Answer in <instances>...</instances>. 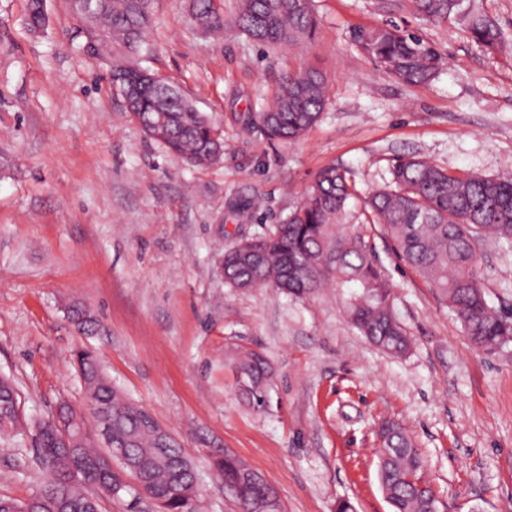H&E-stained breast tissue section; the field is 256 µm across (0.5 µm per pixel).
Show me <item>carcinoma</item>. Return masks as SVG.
Returning a JSON list of instances; mask_svg holds the SVG:
<instances>
[{"label": "carcinoma", "mask_w": 512, "mask_h": 512, "mask_svg": "<svg viewBox=\"0 0 512 512\" xmlns=\"http://www.w3.org/2000/svg\"><path fill=\"white\" fill-rule=\"evenodd\" d=\"M412 6L419 19L432 24L466 20L473 40L485 48L505 42L498 24L476 13L472 0H412ZM189 7L192 21L214 37L232 28L262 45L290 47L312 38L316 29L313 0H237L229 15L224 0H189ZM80 21L88 53L112 59V88L148 138L196 166L222 160L221 131L183 92L152 79L135 60L152 24L151 0H89ZM27 25L41 29V0H28ZM352 41L376 68L407 85L428 82L443 65L433 46L395 25L357 28ZM327 104L323 71L290 70L246 126L259 127L270 139L295 141L315 125ZM390 174L387 185L363 198L366 223L381 226L399 258L439 290L475 348L492 353L507 346L512 313L489 305L477 268L478 246L486 235L512 245V176L453 173L415 155L396 160ZM356 196L347 170L321 169L288 218L249 237L251 243L240 239L219 255L224 279L232 288L268 287L295 297L331 286L345 295V313L360 335L383 351L403 355L411 341L393 312L392 285L365 235L345 227ZM69 317L86 333L99 327L80 304L70 307ZM228 356L240 396L253 408H266L272 378L267 357L242 347L231 348ZM75 366L90 416L95 420L102 410L112 414V439L125 444L139 463L142 487L123 482L107 468L91 444L86 420H78L76 410L64 405L57 421L72 441L64 443L47 419L40 421L35 438V461L47 477L44 488L25 502L0 496V512H99L100 499L87 490L88 484L109 486L116 498L124 492L134 499L145 495L162 512H199L192 463L174 438L112 385L94 351H78ZM25 427L17 387L1 376L0 434ZM378 437L379 473L393 512H431V506H439V500L429 502L417 494L420 485L431 482L422 454L401 424L383 421ZM215 465L242 509L262 497L261 487L242 480L238 460L224 456Z\"/></svg>", "instance_id": "cac0c4a2"}]
</instances>
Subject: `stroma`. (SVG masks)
<instances>
[{"instance_id": "1", "label": "stroma", "mask_w": 512, "mask_h": 512, "mask_svg": "<svg viewBox=\"0 0 512 512\" xmlns=\"http://www.w3.org/2000/svg\"><path fill=\"white\" fill-rule=\"evenodd\" d=\"M508 38L494 51L465 22H421L411 0H314L313 39L262 47L229 29H196L186 0H152L142 67L180 85L224 134L221 163L196 167L145 137L89 58L70 0H47L45 32L26 25L27 0H0V376L27 418L80 408L72 354L86 347L127 398L141 404L191 461L207 512H240L214 466L246 460L283 512H392L378 482L379 424L403 425L424 455L442 512H512V344L477 350L440 298L392 249L365 236L393 285L411 348L390 356L347 321L336 289L299 299L229 288L220 250L284 219L316 173L347 169L360 194L416 154L453 171L512 174V0H477ZM389 21L444 57L429 83L406 85L352 43L353 28ZM320 67L329 101L301 139L246 133L280 75ZM261 200L247 223L237 207ZM480 281L512 311V245L485 239ZM101 324L79 331L68 311ZM264 353L270 404L235 389L232 346ZM33 432L0 443V496L38 492Z\"/></svg>"}]
</instances>
